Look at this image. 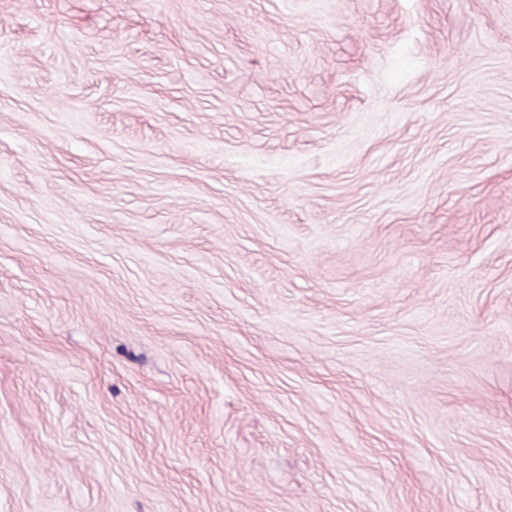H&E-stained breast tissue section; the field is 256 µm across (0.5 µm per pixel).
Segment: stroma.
I'll use <instances>...</instances> for the list:
<instances>
[{"label": "stroma", "instance_id": "35a3bbf8", "mask_svg": "<svg viewBox=\"0 0 512 512\" xmlns=\"http://www.w3.org/2000/svg\"><path fill=\"white\" fill-rule=\"evenodd\" d=\"M0 512H512V0H0Z\"/></svg>", "mask_w": 512, "mask_h": 512}]
</instances>
